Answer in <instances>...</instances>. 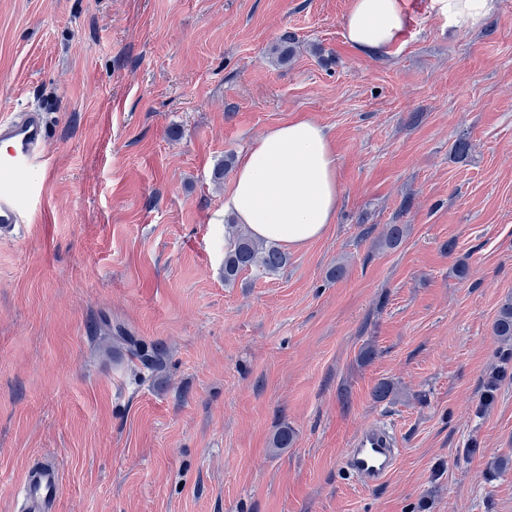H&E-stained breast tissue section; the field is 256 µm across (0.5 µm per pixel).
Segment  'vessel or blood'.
<instances>
[{
    "mask_svg": "<svg viewBox=\"0 0 512 512\" xmlns=\"http://www.w3.org/2000/svg\"><path fill=\"white\" fill-rule=\"evenodd\" d=\"M46 139L47 126L36 110L0 121V236L15 234L23 221V210L6 177L34 169ZM399 446L392 426L381 421L373 423L354 438L342 467L368 486L380 485L395 468ZM22 490L25 512H56L61 496L57 467L49 462L32 465Z\"/></svg>",
    "mask_w": 512,
    "mask_h": 512,
    "instance_id": "b4317fda",
    "label": "vessel or blood"
}]
</instances>
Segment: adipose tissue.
<instances>
[{"label": "adipose tissue", "instance_id": "obj_1", "mask_svg": "<svg viewBox=\"0 0 512 512\" xmlns=\"http://www.w3.org/2000/svg\"><path fill=\"white\" fill-rule=\"evenodd\" d=\"M407 21L405 0H352L344 28L359 52L387 56ZM340 199L338 159L325 128L298 116L268 129L240 156L224 211L254 238L299 249L335 223Z\"/></svg>", "mask_w": 512, "mask_h": 512}]
</instances>
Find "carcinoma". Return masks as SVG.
I'll return each mask as SVG.
<instances>
[{
  "mask_svg": "<svg viewBox=\"0 0 512 512\" xmlns=\"http://www.w3.org/2000/svg\"><path fill=\"white\" fill-rule=\"evenodd\" d=\"M229 247L224 255V283L235 282L239 274L253 267L276 273L288 262L287 255L273 244L252 238L242 224L227 225ZM494 334L503 343L512 342V297L499 307L493 325Z\"/></svg>",
  "mask_w": 512,
  "mask_h": 512,
  "instance_id": "obj_1",
  "label": "carcinoma"
}]
</instances>
